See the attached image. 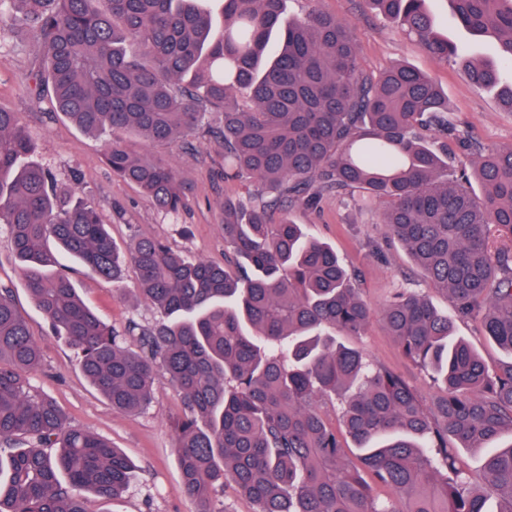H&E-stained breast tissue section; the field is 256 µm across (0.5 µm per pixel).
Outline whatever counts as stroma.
Here are the masks:
<instances>
[{
  "mask_svg": "<svg viewBox=\"0 0 512 512\" xmlns=\"http://www.w3.org/2000/svg\"><path fill=\"white\" fill-rule=\"evenodd\" d=\"M314 8L353 23L363 70L378 75L392 65L406 64L431 75L447 94L459 128L469 130L485 150L512 147V112L500 107L495 92L470 81L462 60L435 59L418 42L368 9L363 0H288L287 16L301 18ZM32 68V47L11 27L1 28L0 108L20 113L36 143L39 165L100 203L101 218L116 245L124 248L135 238L155 237L190 257L224 263V200L246 195L249 186L225 180L222 143L200 132L191 145L156 147V154L171 162L186 186L183 210L175 217L166 215L138 187L113 177L104 161V136L86 133L66 118L48 117L34 104ZM292 215L360 273L359 294L373 316L362 335L348 337V344L374 366L401 374L423 403L431 404L439 394L438 386L386 335L382 311L401 289L425 295L444 311L452 308L448 296L431 289L406 250L390 238L379 207L361 211L350 199L327 194L315 204L294 205ZM72 276L83 299L112 327L123 328L132 318L151 323L159 317L153 306L136 296L132 268H125L119 285L85 274L79 267ZM0 281L13 284L16 306L42 350L43 365L31 375L33 387L54 397L73 425L120 448L135 465L121 499L108 504L87 497V512H194V503L180 490L172 423L181 417L184 407L170 380L157 375L154 402L145 412L129 416L114 411L83 375L75 351L51 333L45 316L23 285L8 232L2 226ZM454 333L472 345L489 369L512 360L511 353L484 335L478 321L456 320Z\"/></svg>",
  "mask_w": 512,
  "mask_h": 512,
  "instance_id": "obj_1",
  "label": "stroma"
}]
</instances>
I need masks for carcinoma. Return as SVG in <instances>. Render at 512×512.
Returning <instances> with one entry per match:
<instances>
[{
  "mask_svg": "<svg viewBox=\"0 0 512 512\" xmlns=\"http://www.w3.org/2000/svg\"><path fill=\"white\" fill-rule=\"evenodd\" d=\"M364 2L436 59L460 56L425 0ZM448 2L459 27L496 40L499 58L467 70L512 111L500 70L512 66V0ZM286 9L287 0H0V26L37 48L38 98L82 131L107 134L112 174L160 210L185 207L184 183L123 136L176 145L210 112L223 115L208 132L224 145V179L266 193L224 200L233 269L151 237L122 252L99 204L35 163L20 113L0 109V224L24 286L112 409L146 410L159 368L177 387L181 490L196 512H224L226 482L255 512H488L491 499L495 512H512V361L491 371L453 334L454 319H478L512 354V148L485 152L428 74L403 64L364 72L349 22L318 10L289 21ZM450 139L471 151L472 175L453 166ZM355 191L382 206L381 223L451 298L450 316L399 292L382 314L404 356L440 387L430 406L401 375L324 333L362 334L371 309L356 274L289 208ZM59 250L114 283L132 266L135 291L161 319L122 332L103 323L53 271ZM41 364L13 288L0 283V512H87L86 493L120 498L132 463L33 388ZM336 402L339 428L327 411ZM470 448L489 449L481 489L455 467Z\"/></svg>",
  "mask_w": 512,
  "mask_h": 512,
  "instance_id": "obj_1",
  "label": "carcinoma"
}]
</instances>
